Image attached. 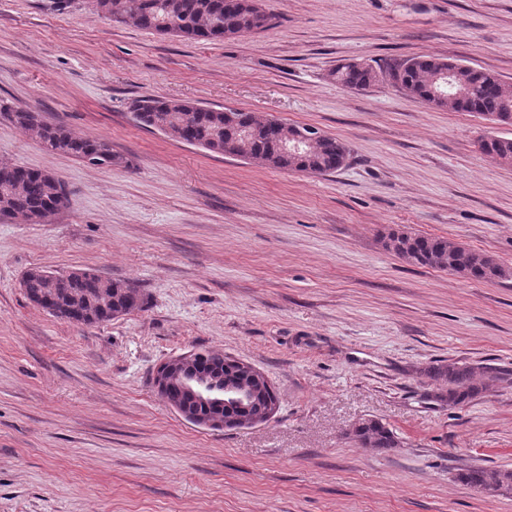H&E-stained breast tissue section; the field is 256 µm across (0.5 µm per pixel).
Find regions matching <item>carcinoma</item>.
I'll use <instances>...</instances> for the list:
<instances>
[{
	"instance_id": "carcinoma-1",
	"label": "carcinoma",
	"mask_w": 512,
	"mask_h": 512,
	"mask_svg": "<svg viewBox=\"0 0 512 512\" xmlns=\"http://www.w3.org/2000/svg\"><path fill=\"white\" fill-rule=\"evenodd\" d=\"M88 7L112 22L124 23L132 18L142 29L186 40L222 41L236 37L249 14L261 16L265 29L273 21L257 0H136L134 6L131 0H88ZM447 71L448 61L419 55L376 65L351 60L338 65L332 76L337 83L355 90L389 82L405 94L428 104L433 102L441 109L473 112L497 125H512V92L498 74L457 63L452 75L454 89L450 92L446 81L439 79ZM129 109L139 125L211 153L222 155L224 143L238 141L241 158L272 169L331 174L339 171L349 157L342 141L322 131L308 155L282 153L277 133L293 132L295 127L281 123L275 130L269 120L243 110L215 109L157 96L138 97ZM4 112L51 151L73 155L94 166L121 163L105 138L78 137L32 110L6 108ZM243 127L251 131L245 140L238 137ZM479 149L497 164L512 165V138L489 134L479 140ZM67 204L64 185L56 175L0 160V221L22 218L33 224H49ZM384 246L410 263L470 280L489 282L505 276L492 256L449 239L396 232L384 238ZM21 287L31 303L57 318L85 326L108 322L140 310L145 304L140 290L129 282L89 269L55 273L34 268L24 275ZM193 369L229 388L246 389L253 384L251 375L240 368L236 359L220 350H201ZM427 376L440 386L448 385L446 391L438 392V397L450 405H460L486 389L492 371L484 366L450 362L430 369ZM275 404H279L277 394L266 388L248 403L246 410L230 399L222 410L205 404L192 409L202 415L220 411L224 427L236 429L263 421ZM351 435L362 447L376 452L399 447L395 433L379 420L356 424ZM457 479L482 493L498 496L512 486V469L466 467L458 470Z\"/></svg>"
}]
</instances>
